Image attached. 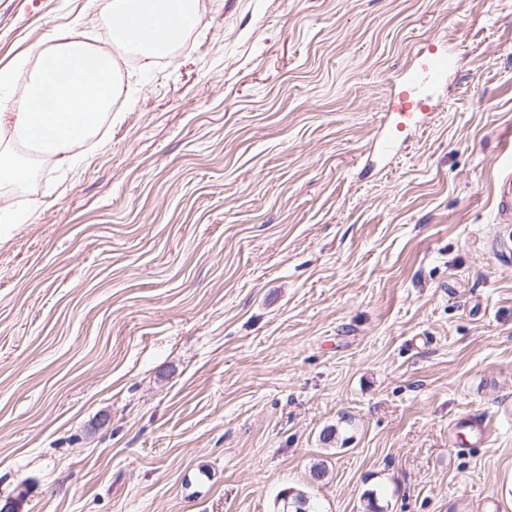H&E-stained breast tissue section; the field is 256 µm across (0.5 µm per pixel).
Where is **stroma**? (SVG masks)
I'll return each mask as SVG.
<instances>
[{"label":"stroma","mask_w":512,"mask_h":512,"mask_svg":"<svg viewBox=\"0 0 512 512\" xmlns=\"http://www.w3.org/2000/svg\"><path fill=\"white\" fill-rule=\"evenodd\" d=\"M202 3L172 56L113 51L77 167L8 193L0 504L512 512V0ZM73 26L105 45L90 0H0V65ZM432 43L458 69L379 158ZM497 205L501 222L510 223L512 217V171L507 172L499 180ZM280 497H282V506L278 512H319L310 496L301 490L289 488Z\"/></svg>","instance_id":"35a3bbf8"}]
</instances>
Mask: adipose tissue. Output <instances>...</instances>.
<instances>
[{
  "instance_id": "obj_1",
  "label": "adipose tissue",
  "mask_w": 512,
  "mask_h": 512,
  "mask_svg": "<svg viewBox=\"0 0 512 512\" xmlns=\"http://www.w3.org/2000/svg\"><path fill=\"white\" fill-rule=\"evenodd\" d=\"M200 0H105L100 17L108 41L144 60L163 57L195 28ZM29 71L17 104L0 100V185L31 176L12 145H32L55 166L77 162L75 146L87 140L112 112L117 78L112 56L80 39L75 29L52 32L35 58L0 66V86Z\"/></svg>"
}]
</instances>
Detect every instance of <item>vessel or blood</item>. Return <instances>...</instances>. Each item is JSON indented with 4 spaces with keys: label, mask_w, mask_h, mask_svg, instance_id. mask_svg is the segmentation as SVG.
<instances>
[{
    "label": "vessel or blood",
    "mask_w": 512,
    "mask_h": 512,
    "mask_svg": "<svg viewBox=\"0 0 512 512\" xmlns=\"http://www.w3.org/2000/svg\"><path fill=\"white\" fill-rule=\"evenodd\" d=\"M455 66L452 50L429 48L418 67L409 69L393 84L389 112L396 118V132L381 139L382 152H393L397 147L396 133H402L418 126L421 119L433 111L434 105L429 96L420 92L423 86L442 87L448 74ZM498 212L502 223L512 222V171L503 175L498 183Z\"/></svg>",
    "instance_id": "vessel-or-blood-1"
}]
</instances>
